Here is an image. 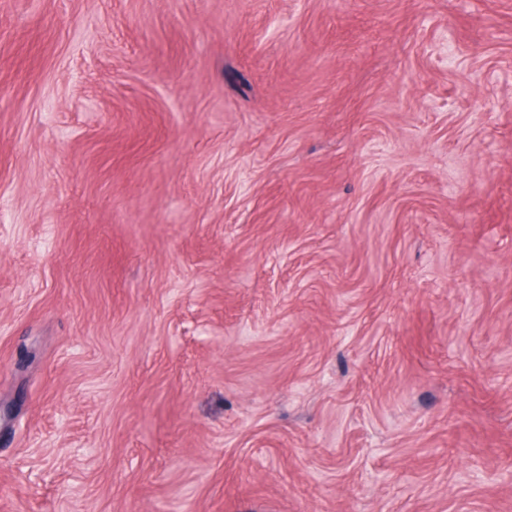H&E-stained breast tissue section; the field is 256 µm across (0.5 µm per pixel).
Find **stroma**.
<instances>
[{
	"mask_svg": "<svg viewBox=\"0 0 512 512\" xmlns=\"http://www.w3.org/2000/svg\"><path fill=\"white\" fill-rule=\"evenodd\" d=\"M0 512H512V0H0Z\"/></svg>",
	"mask_w": 512,
	"mask_h": 512,
	"instance_id": "1",
	"label": "stroma"
}]
</instances>
